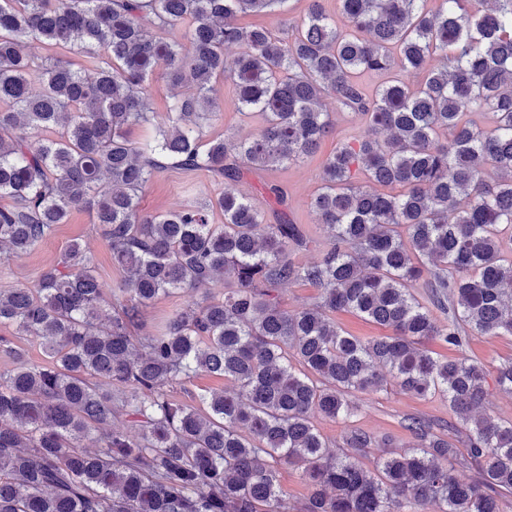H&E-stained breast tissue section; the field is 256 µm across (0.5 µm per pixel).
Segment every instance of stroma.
Segmentation results:
<instances>
[{
  "mask_svg": "<svg viewBox=\"0 0 512 512\" xmlns=\"http://www.w3.org/2000/svg\"><path fill=\"white\" fill-rule=\"evenodd\" d=\"M217 96L223 107V118L206 123L205 138L226 137L243 139L253 134L259 126L256 116L245 117L239 112V102L234 84L223 78L216 83ZM327 110L333 124V132L326 137L319 149L303 162L268 171L245 172L237 184L257 205H264V184H278L288 192L289 213L295 223L304 225L312 242L307 250L295 256L299 263H309L320 258L328 240V230L320 224L316 213L310 208L311 197L321 185L320 175L327 158L335 151L339 140L360 135L361 122L351 114L337 110L335 103H328ZM217 180L203 170L188 171L169 168L159 173L145 189L140 207L148 213H163L188 203L210 198L218 191ZM82 242L93 257L97 275L105 288L111 289L120 283L123 272L112 262V257L101 240L91 213L84 209L74 210L67 223L58 225L47 239L25 254L0 256V287L33 285L40 270L52 263L72 241ZM360 407L352 418L356 427L370 432L375 438L365 467H373L377 458L388 445L412 444L413 438L405 429L404 421L410 417H421L431 421L438 433H445L453 416L446 399L440 396L424 398L403 393L395 384L359 397Z\"/></svg>",
  "mask_w": 512,
  "mask_h": 512,
  "instance_id": "stroma-1",
  "label": "stroma"
}]
</instances>
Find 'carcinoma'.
Listing matches in <instances>:
<instances>
[{"label": "carcinoma", "instance_id": "1", "mask_svg": "<svg viewBox=\"0 0 512 512\" xmlns=\"http://www.w3.org/2000/svg\"><path fill=\"white\" fill-rule=\"evenodd\" d=\"M288 2L0 0V253H25L88 209L125 273L106 292L74 241L33 285L0 288V325L50 358L32 364L0 336L13 363L0 371V512H512V419L479 412L489 371L463 355L470 335L512 336V0H337L342 27L322 0L299 23ZM247 11L277 13L280 34L240 27ZM185 21V46L155 34ZM31 42L105 59L89 75L29 55ZM158 71L193 86L162 120L150 107ZM366 73L384 77L373 92ZM405 74L422 81L412 90ZM221 76L241 111L262 118L248 139L203 137L201 122L222 117ZM328 99L365 131L325 162L311 206L331 237L300 264L309 240L287 190L269 185L270 218L232 183L313 154L332 129ZM135 127L149 135L132 139ZM169 165L209 172L224 190L143 211L142 190ZM216 281L224 288L209 292ZM292 282L319 302L285 308ZM177 291L191 299L133 335L143 310ZM339 311L390 334L346 335ZM429 341L460 356L434 357ZM494 372L512 394V360ZM203 374L233 389L198 406L172 398ZM388 377L447 399L465 447L409 417L416 443L372 470L363 429L329 451L313 415L348 421L352 395ZM281 466L307 483L299 507L277 483ZM458 467L475 476L458 479Z\"/></svg>", "mask_w": 512, "mask_h": 512}]
</instances>
